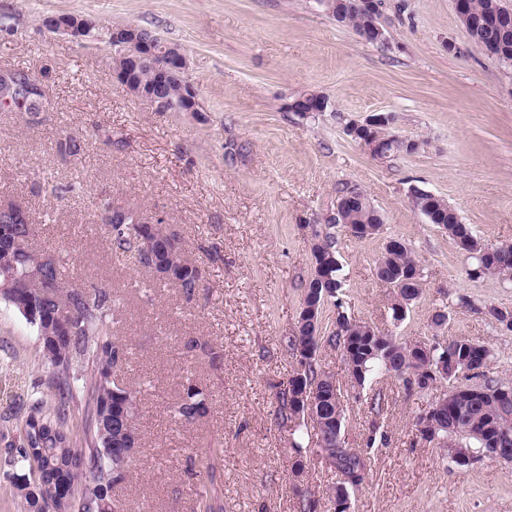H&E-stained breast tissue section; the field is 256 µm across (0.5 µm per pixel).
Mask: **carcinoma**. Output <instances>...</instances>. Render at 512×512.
Returning a JSON list of instances; mask_svg holds the SVG:
<instances>
[{
    "label": "carcinoma",
    "mask_w": 512,
    "mask_h": 512,
    "mask_svg": "<svg viewBox=\"0 0 512 512\" xmlns=\"http://www.w3.org/2000/svg\"><path fill=\"white\" fill-rule=\"evenodd\" d=\"M474 10L496 22L512 9L503 0H472ZM382 12L364 14L353 7L352 0L336 3L333 20L359 31L380 23ZM20 100L12 103L28 111L40 108L42 94L36 87L16 93ZM15 212L10 205L0 207V303L12 307L35 331L38 350L48 366V375L41 381L47 396H30L19 400V409L26 411L22 422L11 432L9 462L21 463L28 473L15 478L14 487L27 512H40L41 480L53 475L70 490V512H111L115 488L125 482L135 456L119 457L115 449L139 444L136 419L139 402L136 392L118 381V373L127 357V345L114 337L112 331V291L106 287H76L66 282L56 256L48 251L36 252L30 246L34 225L13 224L2 219L5 212ZM438 224L460 249L472 254L478 265L494 270L497 276L512 274V244H500L487 249L467 224L460 222L455 210L444 199L436 204ZM378 211L365 201L356 209L344 213L352 224H372ZM135 212L103 204L102 220L108 227L111 248L130 254L137 263L151 267L152 256L144 250V241L151 237V227L133 221ZM315 263L322 265L330 279L313 290L308 280L304 301L310 303L315 292L336 287V251L330 237L322 239V247L312 250ZM174 258L182 274L174 284L187 296L194 295L202 280L201 269L185 254L182 247L174 250ZM376 277L386 283L405 279L415 295L422 294L419 264L406 248L393 258H378ZM354 351L345 358L349 377L362 385L368 375L380 373L397 376L412 366L414 352L405 341L373 329L372 335L353 332ZM448 351V364L443 372L447 381L456 377L455 364L469 360L474 367L488 366L490 350L480 342L453 339L438 346L435 362ZM307 359L305 370L288 381L283 392L284 406L297 412L299 395L307 389L322 392L324 371L317 366L316 357ZM504 383L488 379L478 387L479 394H460L437 411L439 427L432 434L419 431L425 441L443 443L448 458L456 462V449L471 448L476 452L492 447L499 433L495 423L503 406L497 392ZM336 405H322L323 414L313 424L316 436L329 440L334 433L332 415ZM173 418L191 424L207 414L203 391L190 383L182 397L172 406ZM80 417L81 425L73 430L70 422ZM330 454L336 457V469L343 483H360L364 464L360 457L334 445ZM221 479L213 464L207 465L204 491L200 494L197 512H224L221 505Z\"/></svg>",
    "instance_id": "obj_1"
}]
</instances>
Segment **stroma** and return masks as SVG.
Masks as SVG:
<instances>
[{
    "instance_id": "obj_1",
    "label": "stroma",
    "mask_w": 512,
    "mask_h": 512,
    "mask_svg": "<svg viewBox=\"0 0 512 512\" xmlns=\"http://www.w3.org/2000/svg\"><path fill=\"white\" fill-rule=\"evenodd\" d=\"M50 12L86 14L103 29L133 23L178 44L199 111L158 112L135 98L111 75V47L48 35L40 22ZM381 23L387 41L371 44L315 0H0V70L34 78L46 101L35 116L0 109V205L28 213L36 247L58 253L67 281L112 291L114 333L128 346L121 376L139 397L136 464L119 490L129 512H196L209 463L223 475L224 512H300L304 496L333 512L341 473L316 445L295 456L294 430L313 426L279 416L298 367L288 340L314 232L331 235L343 282L324 306L322 336L342 311L407 342L478 341L491 351L488 377L512 382V329L488 316L512 311V280L475 275V259L408 198L414 186L434 193L485 245L512 242V62L474 47L454 0H384ZM304 91L324 95L328 110L288 111ZM380 112L416 151L377 159L347 134ZM67 136L79 155L59 153ZM345 187L380 212L379 235L359 241L329 223ZM106 199L143 222L164 220L203 272L194 296L111 250ZM391 237L408 244L424 280L400 322L393 288L374 274ZM190 339L219 359L186 355ZM316 361L344 393L343 440L365 464L350 512H512V463L460 469L420 439L415 423L439 388L379 377L352 388L341 349L325 343ZM47 371L33 329L1 304L0 421L22 420L18 399ZM189 382L208 413L184 425L171 407Z\"/></svg>"
}]
</instances>
